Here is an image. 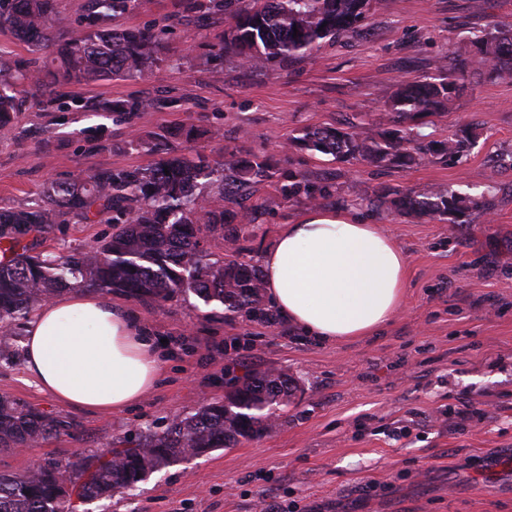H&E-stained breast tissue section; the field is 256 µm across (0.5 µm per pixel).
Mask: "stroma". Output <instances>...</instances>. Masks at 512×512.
<instances>
[{
	"mask_svg": "<svg viewBox=\"0 0 512 512\" xmlns=\"http://www.w3.org/2000/svg\"><path fill=\"white\" fill-rule=\"evenodd\" d=\"M180 0H137L116 28L162 30L163 54L142 79L56 84V101L21 85L18 117L0 126V208H32L51 181L146 167V141L170 134L179 154L219 158L224 149L273 156L280 174L303 171L325 186L326 207L378 223L404 251L405 300L380 334L341 342L279 320L249 323L194 293L167 301L109 291L144 323L162 362L159 384L117 412L63 406L24 368L26 317L0 335V395L68 418L70 434L0 454V470L45 459L109 456L117 441L160 433L174 417L222 400L228 381L275 370L296 397L259 438L151 473L129 491L78 512H512V77L490 76L476 42L512 27V0H380L365 21L317 54L271 72L224 52V27L168 23ZM471 69L452 108L428 117L434 137L469 134L467 152L410 168L375 167L293 145L314 126L385 121L384 101L403 78L435 74L447 52ZM137 97L149 112L115 111ZM221 128L223 140L211 137ZM194 137H186L187 129ZM449 187L482 202L469 223L370 214L366 201L392 190ZM263 205L257 235L241 242L258 263L282 225L305 211L275 181L255 186ZM106 221L64 215L42 243L67 253L110 235Z\"/></svg>",
	"mask_w": 512,
	"mask_h": 512,
	"instance_id": "obj_1",
	"label": "stroma"
}]
</instances>
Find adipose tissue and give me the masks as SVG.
I'll return each instance as SVG.
<instances>
[{
	"mask_svg": "<svg viewBox=\"0 0 512 512\" xmlns=\"http://www.w3.org/2000/svg\"><path fill=\"white\" fill-rule=\"evenodd\" d=\"M265 291L288 322L326 341L373 336L402 306L407 261L381 225L315 207L261 258ZM25 371L56 402L117 411L158 382L161 362L136 316L89 292L41 304L24 329Z\"/></svg>",
	"mask_w": 512,
	"mask_h": 512,
	"instance_id": "1",
	"label": "adipose tissue"
}]
</instances>
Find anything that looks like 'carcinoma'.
Listing matches in <instances>:
<instances>
[{"label":"carcinoma","instance_id":"obj_1","mask_svg":"<svg viewBox=\"0 0 512 512\" xmlns=\"http://www.w3.org/2000/svg\"><path fill=\"white\" fill-rule=\"evenodd\" d=\"M135 2L90 0L88 30L72 34L57 0H10L8 10L0 11V25L25 42L52 50L50 73L59 82L142 78L160 60L161 33L110 26ZM370 5L371 0H186L184 10L194 14L199 28L215 18L223 20L224 50L234 52L241 65L263 71L284 60L307 58L322 43L357 28ZM477 50L490 63L491 75H512V30L487 33ZM467 66L450 52L438 60V76L401 81L385 101L391 113L385 128L350 122L345 128L308 129L297 142L342 161L394 168L409 167L421 154L459 156L469 148L471 137L429 140L408 132L404 123L447 112ZM20 79L35 85L44 82L40 70L23 71L0 62V125L11 123L20 111L22 100L15 92ZM154 107L153 100L136 98L112 109L149 112ZM150 151L159 155L150 167L51 181L39 207L0 209V251L10 255L0 262L1 334L9 333L12 321L32 306L66 287L79 286L158 301L192 291L206 303H221L233 318L266 326L277 323V311L265 300L262 272L235 258L240 240L257 234L254 211L262 204L219 210L197 191L201 180L219 181L228 195L263 184L273 178L272 159L234 150L224 151L222 159L213 162L201 156L190 159L168 152L163 135L155 138ZM288 178L293 183L280 188L284 199H301L316 207L326 198L306 174L295 172ZM367 206L378 215L394 207L413 220L440 217L450 224L465 223V216L481 208L467 196L441 189L405 191L391 199L378 195ZM64 213L84 220L110 213L118 228L109 238L69 254L38 252L37 243L22 241L30 233L49 234ZM215 230L224 236L222 259L211 258L203 246L207 233ZM228 390L226 401L174 419L161 434L144 433L135 444L112 449L108 458L78 455L64 462L49 459L33 470L0 472V512H63L69 494L82 502L110 498L163 467L259 437L271 428L270 408L291 404L297 384L285 373L267 371L237 378ZM73 428L63 417L0 396L1 454L36 446Z\"/></svg>","mask_w":512,"mask_h":512}]
</instances>
